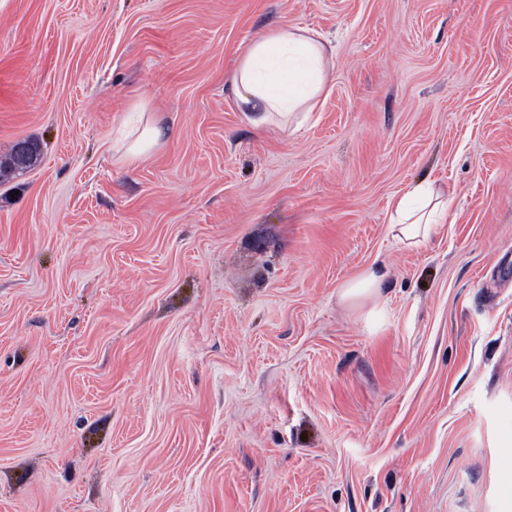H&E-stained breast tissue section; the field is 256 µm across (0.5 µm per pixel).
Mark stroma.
Returning <instances> with one entry per match:
<instances>
[{"label": "stroma", "mask_w": 512, "mask_h": 512, "mask_svg": "<svg viewBox=\"0 0 512 512\" xmlns=\"http://www.w3.org/2000/svg\"><path fill=\"white\" fill-rule=\"evenodd\" d=\"M284 23L335 48L291 133L228 85ZM24 139L0 512H512V0H0V158ZM422 179L455 215L411 248ZM141 117L146 116L145 123L137 129L130 139L125 140L120 146V159L129 164H135L147 157L159 144L161 130L154 118L148 113L143 104H136L133 107ZM37 157V146L33 142H18L12 149L9 167L21 168L30 165ZM454 197L428 180L410 186L391 204L390 231L407 246L427 242L435 224H444L451 215ZM383 275L373 268H368L356 278L341 287V298L348 301H361L375 296Z\"/></svg>", "instance_id": "35a3bbf8"}]
</instances>
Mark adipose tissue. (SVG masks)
Instances as JSON below:
<instances>
[{"instance_id": "ef3b65f1", "label": "adipose tissue", "mask_w": 512, "mask_h": 512, "mask_svg": "<svg viewBox=\"0 0 512 512\" xmlns=\"http://www.w3.org/2000/svg\"><path fill=\"white\" fill-rule=\"evenodd\" d=\"M330 41L311 30L284 24L255 37L230 79V90L248 122L287 129L313 111L328 90ZM145 123L120 146L122 161L135 164L158 145L161 130L145 105L135 107ZM454 206L451 195L422 180L391 204L390 230L401 243L427 242L434 225L445 223Z\"/></svg>"}]
</instances>
